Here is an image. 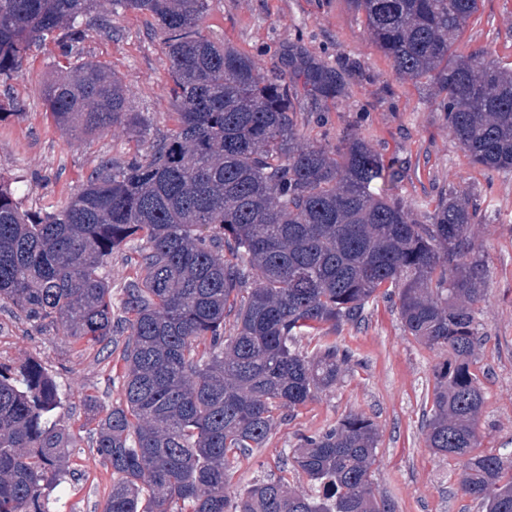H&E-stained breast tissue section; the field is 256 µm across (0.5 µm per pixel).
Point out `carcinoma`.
<instances>
[{"instance_id":"obj_1","label":"carcinoma","mask_w":512,"mask_h":512,"mask_svg":"<svg viewBox=\"0 0 512 512\" xmlns=\"http://www.w3.org/2000/svg\"><path fill=\"white\" fill-rule=\"evenodd\" d=\"M111 2L163 30L175 129L156 133L141 158L101 162L60 209L32 216L0 183V306L74 343L115 349L125 336L120 401L93 429L112 469L103 512H394L370 481L378 429L358 412L302 436L281 476L235 495L226 488L230 458L263 447L276 411L336 386L354 352L334 333L380 296L398 299L416 341L448 354L433 369L428 447L462 462L459 489L482 512H512V452L480 450L485 262L471 202L444 192L421 224L375 192L399 172L368 142L349 133L334 149L299 141V93L341 98L343 70H265L209 40L200 23L214 0ZM95 3L0 0V77L52 40L59 73L43 96L59 128L142 138L147 126L122 80L99 62H71ZM351 3L396 73L434 90L471 162L511 170L512 62L457 50L478 0ZM63 25L65 41L55 38ZM135 241L138 272L116 298L101 269ZM314 332L308 356L298 343ZM59 405L40 364L0 365V512H49L46 488L74 446L53 418ZM290 473L311 491L291 488Z\"/></svg>"}]
</instances>
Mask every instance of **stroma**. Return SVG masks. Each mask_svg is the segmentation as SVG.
<instances>
[{
	"instance_id": "1",
	"label": "stroma",
	"mask_w": 512,
	"mask_h": 512,
	"mask_svg": "<svg viewBox=\"0 0 512 512\" xmlns=\"http://www.w3.org/2000/svg\"><path fill=\"white\" fill-rule=\"evenodd\" d=\"M79 60L107 63L125 87L134 111L151 130L173 129L169 60L163 35L147 14L113 13L102 4L84 22ZM202 35L251 56L263 68L287 69L289 59H313L350 74L343 98L301 100L296 130L302 141L339 146L343 133L366 140L401 175L387 186L412 218L423 219L441 191L474 199L473 233L486 264V301L478 314L483 341L477 368L485 404L479 420L482 448L512 451V170H486L471 163L448 132L431 90L400 78L372 42L348 0H218L203 19ZM487 51L512 59V0H479L460 41V52ZM56 74L53 53L33 48L24 69L0 82V95L19 107L0 116V179L10 182L23 210L65 205L104 160L123 163L149 149L124 129L73 139L46 111L43 88ZM337 339L355 358L336 387L295 411L280 412L264 447L228 471V490L238 493L274 471L301 435L336 423L351 412L370 417L379 431L372 467L376 495L395 512H479L458 489L457 459L428 448L425 429L433 368L444 351L405 332L396 300L378 299L364 321L342 326ZM39 362L60 386L56 419L76 437L70 466L49 492V512H102L112 475L92 446L94 412L84 401L96 396L111 406L120 397L113 378L124 363L101 345L69 343L55 327H34L13 307L0 308V364L16 369Z\"/></svg>"
}]
</instances>
